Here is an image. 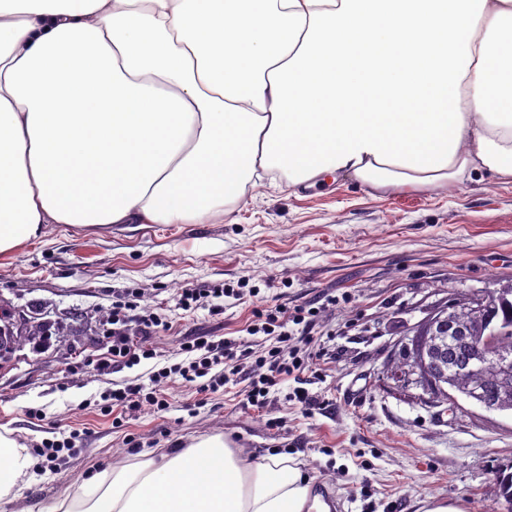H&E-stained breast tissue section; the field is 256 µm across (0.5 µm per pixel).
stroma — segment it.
Listing matches in <instances>:
<instances>
[{"label": "stroma", "mask_w": 512, "mask_h": 512, "mask_svg": "<svg viewBox=\"0 0 512 512\" xmlns=\"http://www.w3.org/2000/svg\"><path fill=\"white\" fill-rule=\"evenodd\" d=\"M249 284L256 296L227 300L222 314L188 313L184 288ZM512 284V183L486 173L442 186L378 193L341 176L314 187L248 185L225 214L201 224H49L41 237L0 254V309L52 327L51 341L13 352L0 368V432L25 446L70 436L75 447L36 477L16 502L26 508L75 489L131 444L160 457L227 435L246 452L286 453L335 512H419L434 498L464 512H503L497 477L512 472V415L436 405L386 378L401 343L448 293L476 296ZM139 289L140 307L165 314L155 359L101 374L93 362L112 333L113 295ZM314 305L298 347L319 353L301 380L319 400L305 411L276 386L260 408L245 383L218 391L174 378L169 406L136 413L109 408L112 389L181 362L187 337L250 335L255 310Z\"/></svg>", "instance_id": "35a3bbf8"}]
</instances>
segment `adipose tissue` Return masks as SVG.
I'll list each match as a JSON object with an SVG mask.
<instances>
[{"instance_id": "adipose-tissue-1", "label": "adipose tissue", "mask_w": 512, "mask_h": 512, "mask_svg": "<svg viewBox=\"0 0 512 512\" xmlns=\"http://www.w3.org/2000/svg\"><path fill=\"white\" fill-rule=\"evenodd\" d=\"M512 182V0H0V252L49 224H181L275 173ZM0 433V504L35 478ZM218 437L36 512H305Z\"/></svg>"}]
</instances>
